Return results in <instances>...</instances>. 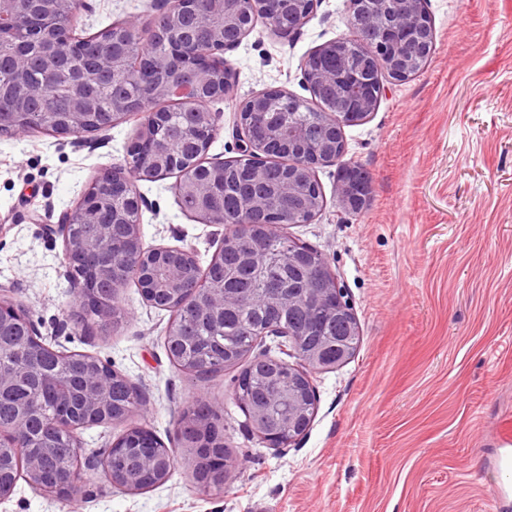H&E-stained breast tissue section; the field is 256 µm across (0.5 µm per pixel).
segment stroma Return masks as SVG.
Masks as SVG:
<instances>
[{
  "instance_id": "1",
  "label": "stroma",
  "mask_w": 512,
  "mask_h": 512,
  "mask_svg": "<svg viewBox=\"0 0 512 512\" xmlns=\"http://www.w3.org/2000/svg\"><path fill=\"white\" fill-rule=\"evenodd\" d=\"M89 3L76 36L156 15L152 0ZM348 3L317 0L291 39L258 20L225 50L234 86L212 105L222 119L210 159L238 156L240 101L270 88L310 99L303 63L348 35ZM425 8L434 42L424 69L386 82L375 111L344 128L341 164L370 176L367 205L342 209L341 164L322 165V211L283 229L326 260L360 336L353 358L311 373L314 419L284 448L247 430L233 370L196 378L171 362V314L134 284L120 292L127 315L117 327L88 334L69 319L63 241L48 229L103 169L124 163L137 119L91 143L0 135V285L53 348L124 373L147 402L138 423L176 460L166 483L140 493L113 488L101 469L84 470L71 502L21 480L0 512H512V474L502 468L512 445L500 442L512 429V0H425ZM176 181L137 182L143 241L193 247L207 266L226 227L181 210ZM201 398L218 405L239 463L219 490L193 483V455L178 440L177 420Z\"/></svg>"
}]
</instances>
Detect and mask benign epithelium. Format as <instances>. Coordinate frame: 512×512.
<instances>
[{
  "mask_svg": "<svg viewBox=\"0 0 512 512\" xmlns=\"http://www.w3.org/2000/svg\"><path fill=\"white\" fill-rule=\"evenodd\" d=\"M390 3V14L378 9L368 21L350 12L348 37L318 46L305 60L303 78L312 98H323L325 90L331 87L336 90V97L346 103L340 111L331 105L321 107L326 120L318 145L312 144L304 130L289 137L259 139L251 134L250 128L265 120L271 89L251 96L240 108L237 138L241 158L260 161L275 155L289 156L288 178L279 192L286 199H303L313 216L324 205L315 169L334 164L343 157L344 126L368 116L376 108L385 93L382 76L393 81L407 79L411 66L428 57L433 46L432 23L421 15L420 0H390ZM85 4L86 0H0V59L7 61L11 77L9 84L0 86V133L22 137L35 130L38 123L58 137L80 139L87 134H105L131 114L141 116L127 154H134L140 145H146L151 155L149 164L128 159L123 166L105 170L84 190L77 203L59 217L56 232L63 238L65 276L75 296L95 303L96 327L102 330L111 326L113 316L122 311L114 293L118 285H113V292L100 294L93 281L74 279L70 261L76 254L95 263L93 274L97 279H108L119 261L131 266L142 298L157 308H170L169 300L175 298L199 301L209 313L221 315L225 308L239 304L236 289L225 281L209 282L199 277V262L191 247H144L140 215L145 200L135 186L138 180L176 174V193L195 199V216L199 221L224 223V214L208 208L211 197L224 186V162L206 160L209 147L221 129L220 114L209 108L182 113V135L173 140L159 136L160 128L168 122V111L145 107L136 97L115 94L112 113L106 120L90 126L97 90L105 76L127 70L130 62L127 46L135 41L139 25L134 20H123L98 33L107 49L97 52L90 61L85 55L68 50L62 38V28L73 26ZM312 12L306 0H174L155 29L156 39L167 43L170 51L154 52L146 59L150 73L146 93L155 103L192 104L203 100L209 105L222 100L233 90L231 68L224 62V50L239 45L260 17L274 33L290 37L302 29ZM368 25L375 35L367 48V58L341 61L329 67L318 65L322 58H336L341 44L362 40ZM189 145L194 146V151H186ZM117 181L127 188L126 197L118 206L102 191V187ZM370 193V184L358 180L352 166L342 165L337 185L339 203L348 210L364 206ZM265 208L266 200L262 196L243 194L238 224L225 235L226 241L250 256H265L264 240L242 231V225L250 223L251 217ZM74 224H91L95 232L85 238L73 236L70 229ZM312 257L318 259L322 277L317 287L306 289L303 299L321 305L334 298L339 306H344L342 292L336 287L328 263L315 250ZM262 299L270 305H281L294 301L295 297L283 288L270 286ZM10 326L25 327L26 338L13 343L18 356L16 365L8 370L0 368L1 397L22 382L52 375L43 362L42 342L36 339L30 311L12 300L1 285L0 331ZM262 336L277 338L278 349L291 354L292 341L287 329L269 326ZM109 382L110 376L101 372L85 378L76 400L68 389H57L55 398L66 417L62 421H50L48 428L77 431L100 418L112 417ZM145 406L146 402L140 399L121 416L127 433L150 432L135 421ZM27 421V409L22 407L11 424L0 426V501L10 498L21 477L35 490L74 499L73 476L67 475L57 484L46 486L41 481L40 459L22 452L29 441ZM113 448L115 445L111 444L102 452L105 477L113 486L127 492L141 491L137 475L112 468ZM172 463L173 454L169 450L147 462L146 467L154 474L153 486L168 480ZM233 467L227 457L215 458L203 452L200 469L192 472V479L197 484L203 482L221 488L231 477Z\"/></svg>",
  "mask_w": 512,
  "mask_h": 512,
  "instance_id": "obj_1",
  "label": "benign epithelium"
}]
</instances>
